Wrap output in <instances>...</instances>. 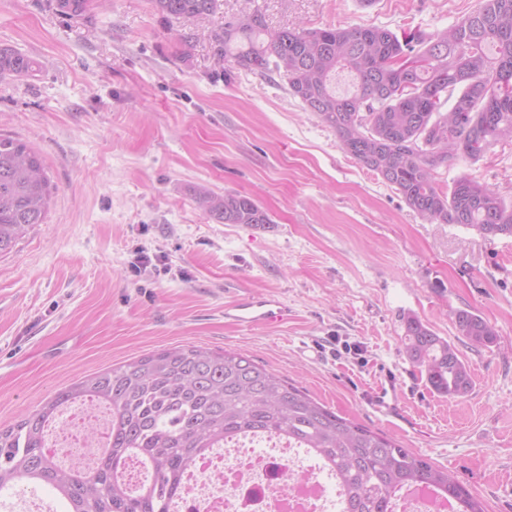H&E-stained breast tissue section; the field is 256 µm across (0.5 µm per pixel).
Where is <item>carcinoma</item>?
Instances as JSON below:
<instances>
[{"label":"carcinoma","instance_id":"carcinoma-1","mask_svg":"<svg viewBox=\"0 0 512 512\" xmlns=\"http://www.w3.org/2000/svg\"><path fill=\"white\" fill-rule=\"evenodd\" d=\"M166 21L211 15L217 0H152ZM89 0H57L81 15ZM223 61L287 80L289 92L336 131L345 152L397 190L423 219L462 224L484 237L512 236V203L465 175L444 190L436 170L457 157L476 161L512 141V0H480L449 28L397 36L381 27L273 28L256 8L211 35ZM33 61L0 47V78L30 75ZM345 76L349 88L336 90ZM57 186L27 142L0 134V256L46 221ZM199 208L226 224H271L253 199L201 186ZM457 336L473 347L497 342L480 315L453 313ZM404 349L439 394L471 386L459 351L415 317ZM110 410V447L77 471L49 457L46 431L66 407L86 401ZM277 435L312 448L336 471L341 512H391L392 494L426 486L460 512H483L447 472L394 439L342 418L287 379L240 352L174 347L115 366L59 390L14 424L0 425V493L50 488L65 512H170L196 456L227 438ZM138 456L149 477L138 490L113 476L112 462Z\"/></svg>","mask_w":512,"mask_h":512}]
</instances>
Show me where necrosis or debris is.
Listing matches in <instances>:
<instances>
[{
    "mask_svg": "<svg viewBox=\"0 0 512 512\" xmlns=\"http://www.w3.org/2000/svg\"><path fill=\"white\" fill-rule=\"evenodd\" d=\"M104 406L82 403L52 424L48 452L85 458L88 430L105 433ZM339 488L330 465L285 437L225 440L186 471L172 512H337Z\"/></svg>",
    "mask_w": 512,
    "mask_h": 512,
    "instance_id": "4bbe7bcc",
    "label": "necrosis or debris"
}]
</instances>
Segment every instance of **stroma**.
<instances>
[{
	"label": "stroma",
	"instance_id": "1",
	"mask_svg": "<svg viewBox=\"0 0 512 512\" xmlns=\"http://www.w3.org/2000/svg\"><path fill=\"white\" fill-rule=\"evenodd\" d=\"M478 0H218L192 21L151 0H0V46L33 59L0 81V134L30 143L58 190L47 223L0 256V424L67 384L176 346L241 352L332 411L512 512V237L424 221L346 154L284 78L217 62L212 31L261 9L275 28L432 33ZM512 200V143L438 169ZM236 191L272 224H224L194 191ZM271 295L279 323L224 317ZM496 346L459 344L453 313ZM458 344L472 387L433 392L403 351L405 317ZM457 336L473 347H489L497 342L494 327L480 315L459 309L453 313Z\"/></svg>",
	"mask_w": 512,
	"mask_h": 512
}]
</instances>
